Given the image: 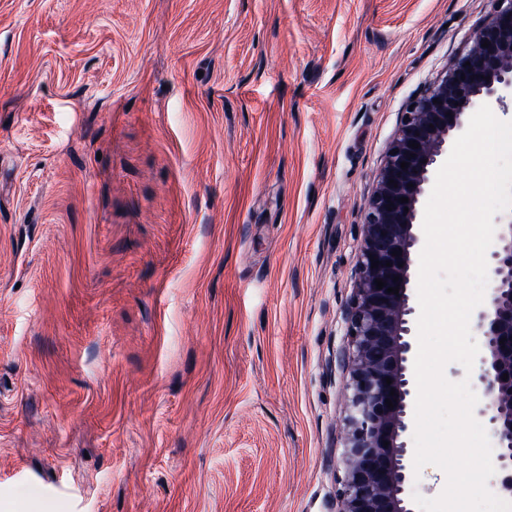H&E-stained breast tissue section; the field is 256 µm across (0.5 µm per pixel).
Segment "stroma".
<instances>
[{"mask_svg":"<svg viewBox=\"0 0 512 512\" xmlns=\"http://www.w3.org/2000/svg\"><path fill=\"white\" fill-rule=\"evenodd\" d=\"M489 0H0V512H337L363 211Z\"/></svg>","mask_w":512,"mask_h":512,"instance_id":"obj_1","label":"stroma"}]
</instances>
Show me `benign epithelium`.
<instances>
[{"label":"benign epithelium","instance_id":"1","mask_svg":"<svg viewBox=\"0 0 512 512\" xmlns=\"http://www.w3.org/2000/svg\"><path fill=\"white\" fill-rule=\"evenodd\" d=\"M490 2V13L472 32L468 51L408 101L365 206L358 283L346 313L352 336L344 358L348 414L338 512H412L403 498L407 450L402 434L414 397L407 363L415 308L408 290L419 204L472 108L493 103L504 108L512 96V0ZM414 141L419 148L409 147ZM402 162L408 167L401 168ZM401 197L408 203L400 202ZM395 250L402 255H392ZM372 256L379 261L376 268L371 267ZM491 259L489 303L477 312L482 330L477 413L493 426L501 448L494 486L511 497L512 221L499 225ZM377 279L385 282L384 288H376ZM396 286L399 295L387 292ZM390 397L397 399L392 409L386 404Z\"/></svg>","mask_w":512,"mask_h":512}]
</instances>
